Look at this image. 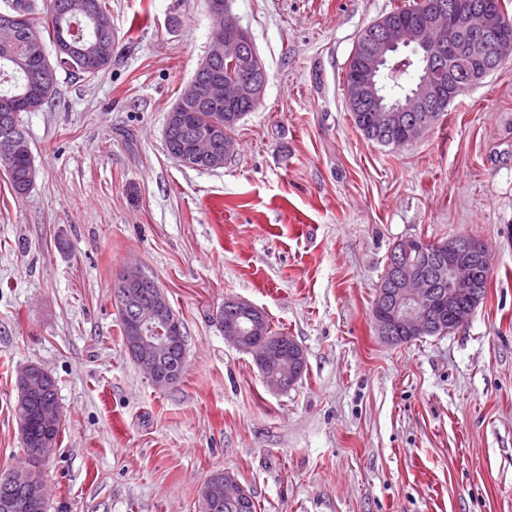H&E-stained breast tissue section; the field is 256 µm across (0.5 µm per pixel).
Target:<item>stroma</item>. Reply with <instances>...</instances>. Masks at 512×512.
Segmentation results:
<instances>
[{
  "label": "stroma",
  "mask_w": 512,
  "mask_h": 512,
  "mask_svg": "<svg viewBox=\"0 0 512 512\" xmlns=\"http://www.w3.org/2000/svg\"><path fill=\"white\" fill-rule=\"evenodd\" d=\"M398 0H230L267 72L223 168L168 156L169 109L209 51L205 0H107L111 65L61 70L22 119L37 176L0 175V473L26 455L16 373L57 382L49 512H199L227 471L258 512H512V58L440 126L366 140L343 74ZM480 239L483 302L444 336L392 345L372 317L401 239ZM155 278L186 327L181 380L128 355L123 269ZM247 301L301 345L302 380L268 387L216 312ZM11 175L5 173L10 188L15 196H24L32 188L36 178V167L34 164V157L31 153L30 156H18L11 162ZM33 174V179L30 175Z\"/></svg>",
  "instance_id": "obj_1"
}]
</instances>
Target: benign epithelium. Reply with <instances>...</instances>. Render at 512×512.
I'll return each mask as SVG.
<instances>
[{
    "label": "benign epithelium",
    "instance_id": "obj_1",
    "mask_svg": "<svg viewBox=\"0 0 512 512\" xmlns=\"http://www.w3.org/2000/svg\"><path fill=\"white\" fill-rule=\"evenodd\" d=\"M20 18L8 14L0 16V55L9 56ZM376 37L365 51L361 77L354 83L343 81V90L349 110L353 112H416L409 140L418 137L420 128L432 120V113L469 87L479 83L512 55V43L499 33L500 18L492 13L484 0H440L432 9L427 26L410 24L404 28L377 20L373 23ZM250 38L239 24L224 34V59L233 61L235 72L228 79L211 75L205 81L193 80L183 91V99L199 104L232 106L243 98L259 100L263 94L265 74L254 69L249 51ZM409 48L417 58L426 62L425 79L398 106L382 102L379 80L385 73H398L409 56L400 54ZM218 125L198 128L187 133L181 148L192 157L221 167L232 155L233 139L224 133V149H215ZM30 151L23 135H14L4 127L0 157L9 162L14 156ZM413 243L408 238L402 247L403 256L395 259L398 289L386 301L387 309L377 325L380 337L389 344L398 342L395 329H404L410 338L432 329L436 322L435 307L448 299V326L452 329L464 323L476 310L479 300L473 293L475 261L488 258L482 242L463 236L448 243V263L439 267L436 277L410 263L406 253ZM124 287L133 285L146 289L141 305L129 310L126 320L130 336L127 345L137 356L142 367L157 388L174 385L179 377L175 366L166 369L161 364L168 353L183 347L184 338L170 324L171 308L165 293L152 289L151 282L139 269L124 271L119 280ZM442 285L439 290L436 285ZM467 297L472 307L457 311L459 299ZM224 338L238 349L252 354L265 382L277 390L293 386L300 377L301 357H295L290 367L282 368L286 350L293 342L262 339L249 343V337L240 333L232 323L224 326ZM45 370L39 366L19 375V394L26 397L43 386ZM248 491L229 472L224 473V502L238 504Z\"/></svg>",
    "mask_w": 512,
    "mask_h": 512
}]
</instances>
